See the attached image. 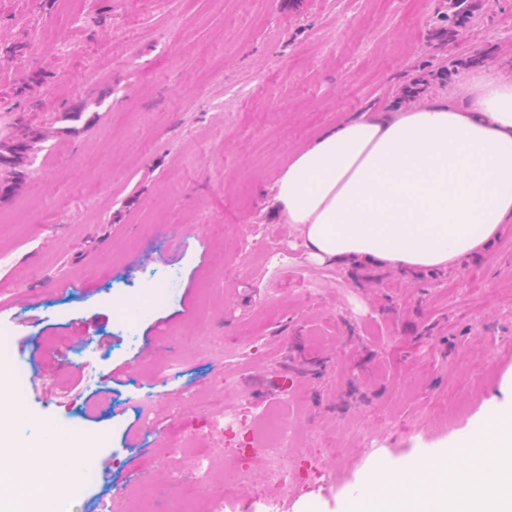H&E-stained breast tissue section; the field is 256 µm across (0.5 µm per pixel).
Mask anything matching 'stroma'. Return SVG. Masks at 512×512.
Here are the masks:
<instances>
[{"instance_id":"stroma-1","label":"stroma","mask_w":512,"mask_h":512,"mask_svg":"<svg viewBox=\"0 0 512 512\" xmlns=\"http://www.w3.org/2000/svg\"><path fill=\"white\" fill-rule=\"evenodd\" d=\"M61 7L0 0V47L21 48L0 65V138L29 101L44 134L23 178L0 181V336L12 371L21 344L38 347L69 394H27L15 436L75 423L113 459L60 512L102 498L209 512L226 453L270 412L320 461L281 512H340L377 468L464 433L512 372V223L449 270L320 268L270 187L341 119L447 100L473 71L511 75L512 0H467L461 24L443 22L448 0H88L76 28L56 26ZM66 112L80 115L68 132ZM170 268L179 300L114 331L120 304ZM86 363L133 372L102 394ZM228 408L245 427L229 442Z\"/></svg>"}]
</instances>
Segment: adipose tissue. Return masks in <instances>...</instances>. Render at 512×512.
<instances>
[{
  "mask_svg": "<svg viewBox=\"0 0 512 512\" xmlns=\"http://www.w3.org/2000/svg\"><path fill=\"white\" fill-rule=\"evenodd\" d=\"M270 203L319 266L454 268L512 221V76L472 72L451 101L343 120L279 171ZM24 422L0 390V512H56L95 444L50 431L23 448Z\"/></svg>",
  "mask_w": 512,
  "mask_h": 512,
  "instance_id": "adipose-tissue-1",
  "label": "adipose tissue"
}]
</instances>
